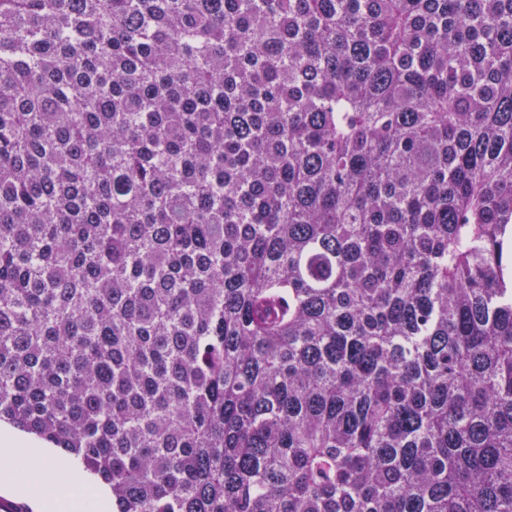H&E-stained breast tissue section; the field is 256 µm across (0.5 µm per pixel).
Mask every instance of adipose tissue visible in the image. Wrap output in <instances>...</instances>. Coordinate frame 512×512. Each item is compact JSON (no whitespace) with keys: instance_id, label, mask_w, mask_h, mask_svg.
<instances>
[{"instance_id":"obj_1","label":"adipose tissue","mask_w":512,"mask_h":512,"mask_svg":"<svg viewBox=\"0 0 512 512\" xmlns=\"http://www.w3.org/2000/svg\"><path fill=\"white\" fill-rule=\"evenodd\" d=\"M0 486L27 489L39 512H112L108 492L76 461L0 427Z\"/></svg>"}]
</instances>
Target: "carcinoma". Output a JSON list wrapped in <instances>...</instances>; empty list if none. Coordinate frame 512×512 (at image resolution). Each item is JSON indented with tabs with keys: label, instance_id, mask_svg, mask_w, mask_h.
<instances>
[{
	"label": "carcinoma",
	"instance_id": "cac0c4a2",
	"mask_svg": "<svg viewBox=\"0 0 512 512\" xmlns=\"http://www.w3.org/2000/svg\"><path fill=\"white\" fill-rule=\"evenodd\" d=\"M115 512H512V0H0V422Z\"/></svg>",
	"mask_w": 512,
	"mask_h": 512
}]
</instances>
